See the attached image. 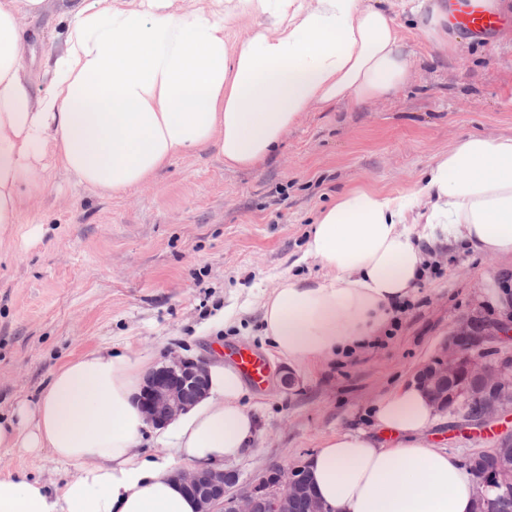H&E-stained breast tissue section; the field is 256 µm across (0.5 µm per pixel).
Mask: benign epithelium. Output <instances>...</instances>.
I'll use <instances>...</instances> for the list:
<instances>
[{
  "label": "benign epithelium",
  "instance_id": "7a95c632",
  "mask_svg": "<svg viewBox=\"0 0 512 512\" xmlns=\"http://www.w3.org/2000/svg\"><path fill=\"white\" fill-rule=\"evenodd\" d=\"M512 337V308L496 319L472 315L456 324L440 352L422 364L414 380L424 389L439 413H454L467 404L478 414L467 416L477 424L512 408V349L499 343ZM209 386L206 360L174 356L157 369L141 396L146 421L159 426L187 410ZM498 464L492 472H477V512H489L485 490L512 489V433L502 435L494 446ZM178 479L197 502L199 512H293L297 496L307 512H330L311 491L305 470L276 466L265 471L251 488L237 489L233 471L180 470Z\"/></svg>",
  "mask_w": 512,
  "mask_h": 512
}]
</instances>
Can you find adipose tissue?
Wrapping results in <instances>:
<instances>
[{"mask_svg": "<svg viewBox=\"0 0 512 512\" xmlns=\"http://www.w3.org/2000/svg\"><path fill=\"white\" fill-rule=\"evenodd\" d=\"M74 15L48 87L33 95L21 19L44 0H0V236L35 207L45 154L76 181L120 197L216 144L224 164L273 156L306 113L381 98L408 75L400 26L362 0H66ZM440 49L446 0H406ZM257 22L241 33V16ZM453 238L512 257V136L471 134L408 188L350 189L316 213L305 257L323 277L286 276L262 304L263 333L288 361L348 355L382 335L422 273L423 243ZM154 357L97 348L57 368L0 420V448L49 453L62 485L0 470V512H196L178 466L237 460L256 431L230 363L206 394L149 429L139 396ZM438 414L416 384L376 405L372 432L328 436L305 460L333 512H474L478 487L429 433ZM152 430L158 449L141 451Z\"/></svg>", "mask_w": 512, "mask_h": 512, "instance_id": "obj_1", "label": "adipose tissue"}]
</instances>
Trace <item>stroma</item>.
Wrapping results in <instances>:
<instances>
[{"label":"stroma","instance_id":"35a3bbf8","mask_svg":"<svg viewBox=\"0 0 512 512\" xmlns=\"http://www.w3.org/2000/svg\"><path fill=\"white\" fill-rule=\"evenodd\" d=\"M72 23L60 0L23 19L33 93L45 90L47 54L64 48ZM403 51V86L358 107L307 113L279 153L252 169L226 168L210 147L112 198L47 161L28 186L33 214L0 238V411L34 398L59 365L98 347L131 341L162 360L178 353L214 362L228 346L248 344L267 354L271 378L245 397L257 432L230 465L245 484L271 466L302 464L327 436L370 428L376 402L412 380L457 322L500 316L512 260L451 241L424 244L427 271L405 312L345 358L307 365L271 354L257 311L241 329L207 328L217 311L258 302L287 275H322L299 257L314 214L338 190H402L462 137L512 136L511 27L486 42L451 30L443 51L409 21ZM287 370L297 378L289 389L280 383ZM434 440L466 459L496 437L451 416ZM0 463L59 484L73 472L18 448H1Z\"/></svg>","mask_w":512,"mask_h":512}]
</instances>
